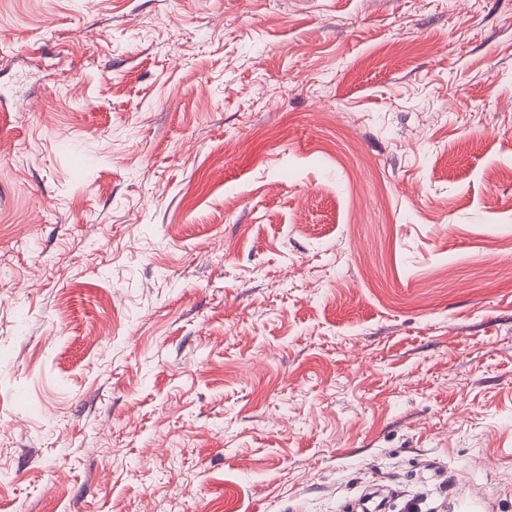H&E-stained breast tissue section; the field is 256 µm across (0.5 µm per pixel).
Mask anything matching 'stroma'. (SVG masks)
Wrapping results in <instances>:
<instances>
[{"label":"stroma","instance_id":"35a3bbf8","mask_svg":"<svg viewBox=\"0 0 512 512\" xmlns=\"http://www.w3.org/2000/svg\"><path fill=\"white\" fill-rule=\"evenodd\" d=\"M512 512V0H0V512Z\"/></svg>","mask_w":512,"mask_h":512}]
</instances>
